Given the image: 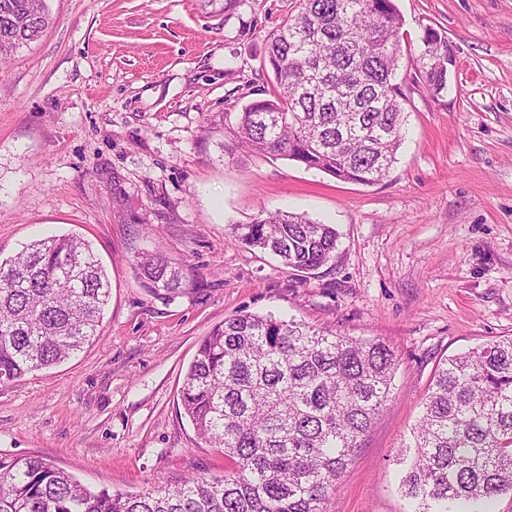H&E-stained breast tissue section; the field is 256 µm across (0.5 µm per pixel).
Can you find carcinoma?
<instances>
[{"instance_id": "1", "label": "carcinoma", "mask_w": 512, "mask_h": 512, "mask_svg": "<svg viewBox=\"0 0 512 512\" xmlns=\"http://www.w3.org/2000/svg\"><path fill=\"white\" fill-rule=\"evenodd\" d=\"M50 23L45 0H0V60ZM402 16L394 0H299L272 32L277 89L240 112L236 143L374 184L396 160L403 93L395 82ZM426 85L447 86L448 55L425 39ZM245 244L309 275L333 258L336 228L290 213L238 226ZM143 287L173 297L190 286L157 255L134 263ZM111 294L91 245L37 240L0 261V381L58 365L83 349ZM397 366L380 340L327 336L293 320L246 313L201 342L180 390L197 435L233 470L141 494L92 492L39 457L0 456V512H323ZM399 486L410 512H473L512 491V336L444 360L411 429Z\"/></svg>"}]
</instances>
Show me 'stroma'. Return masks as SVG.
Wrapping results in <instances>:
<instances>
[{
    "mask_svg": "<svg viewBox=\"0 0 512 512\" xmlns=\"http://www.w3.org/2000/svg\"><path fill=\"white\" fill-rule=\"evenodd\" d=\"M395 3L407 122L388 176L362 185L226 151L242 108L275 87L268 37L297 0H47L49 27L0 62V258L80 236L111 296L92 343L0 383V454L95 492L224 475L180 389L215 326L271 315L395 350L391 399L323 510L408 512L400 458L437 365L512 336V0ZM430 32L448 46L437 96ZM277 211L335 226L315 275L241 241L238 225ZM143 254L183 265L193 289L148 293ZM428 47L427 53L432 61L430 67L426 71V85L428 90L435 96L441 94L447 86V73H448V55L438 54V40L436 33H429L425 39Z\"/></svg>",
    "mask_w": 512,
    "mask_h": 512,
    "instance_id": "35a3bbf8",
    "label": "stroma"
}]
</instances>
